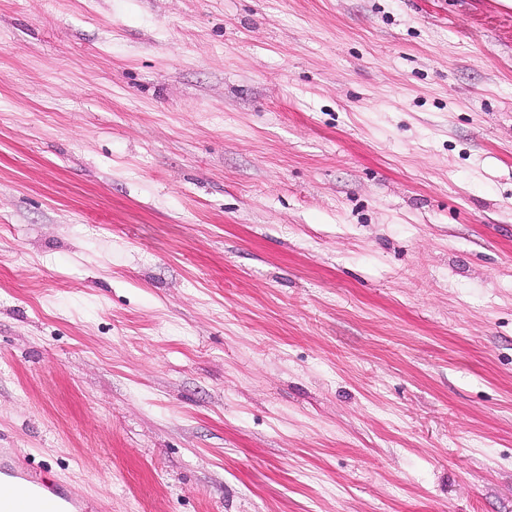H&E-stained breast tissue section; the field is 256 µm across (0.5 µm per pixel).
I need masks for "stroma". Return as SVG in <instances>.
Instances as JSON below:
<instances>
[{"label": "stroma", "instance_id": "35a3bbf8", "mask_svg": "<svg viewBox=\"0 0 512 512\" xmlns=\"http://www.w3.org/2000/svg\"><path fill=\"white\" fill-rule=\"evenodd\" d=\"M0 448L105 512H512V21L0 0Z\"/></svg>", "mask_w": 512, "mask_h": 512}]
</instances>
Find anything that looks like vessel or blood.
Segmentation results:
<instances>
[{
	"label": "vessel or blood",
	"instance_id": "1",
	"mask_svg": "<svg viewBox=\"0 0 512 512\" xmlns=\"http://www.w3.org/2000/svg\"><path fill=\"white\" fill-rule=\"evenodd\" d=\"M86 498L38 472L13 448H0V512H88Z\"/></svg>",
	"mask_w": 512,
	"mask_h": 512
}]
</instances>
